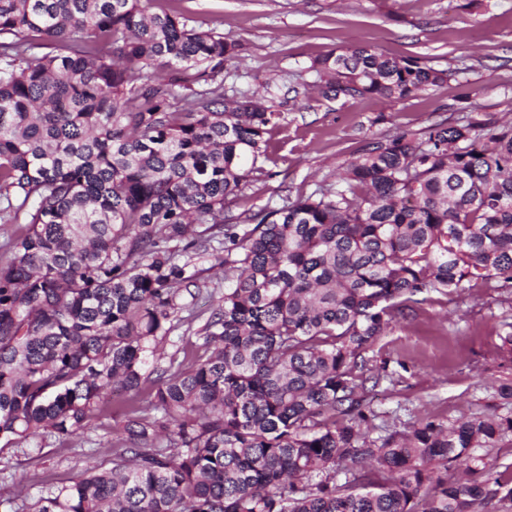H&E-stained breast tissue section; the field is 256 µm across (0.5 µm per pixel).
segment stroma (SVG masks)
<instances>
[{
    "label": "stroma",
    "instance_id": "1",
    "mask_svg": "<svg viewBox=\"0 0 512 512\" xmlns=\"http://www.w3.org/2000/svg\"><path fill=\"white\" fill-rule=\"evenodd\" d=\"M174 9L188 26L212 29L239 41L240 58L225 64L224 94L233 96L275 79L281 121L263 175L232 207V214L281 206L284 197L334 182L341 165L364 143L405 130L423 131L459 115L461 92L480 113L512 123V0H149L148 12ZM359 45L386 56L417 57L437 69L465 64L467 71L440 88L394 100L367 96L326 98L309 66L315 58ZM194 263L206 281L199 296L181 302L209 311L224 294V274L205 253ZM512 302L504 291L472 283L432 294L367 350L378 386L366 399L376 413L372 436L408 430L418 420L512 416ZM126 406L112 405L107 421L93 419L69 443L35 438L24 448L0 445V496L13 512H30L42 490L91 466H110L103 425L118 427Z\"/></svg>",
    "mask_w": 512,
    "mask_h": 512
}]
</instances>
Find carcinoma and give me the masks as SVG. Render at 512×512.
Masks as SVG:
<instances>
[{
	"instance_id": "cac0c4a2",
	"label": "carcinoma",
	"mask_w": 512,
	"mask_h": 512,
	"mask_svg": "<svg viewBox=\"0 0 512 512\" xmlns=\"http://www.w3.org/2000/svg\"><path fill=\"white\" fill-rule=\"evenodd\" d=\"M142 2L0 0V223L16 227L0 245V444L77 436L129 396L112 466L31 512H512V481L471 453L512 417L361 431L380 381L365 353L409 304L512 288V124L369 141L336 183L229 216L263 174L277 85L224 102L240 44ZM36 36L66 52L29 57ZM310 70L327 96L395 100L461 72L365 46ZM217 245L203 353L153 378L157 340L197 318L182 315L206 286L191 258Z\"/></svg>"
}]
</instances>
